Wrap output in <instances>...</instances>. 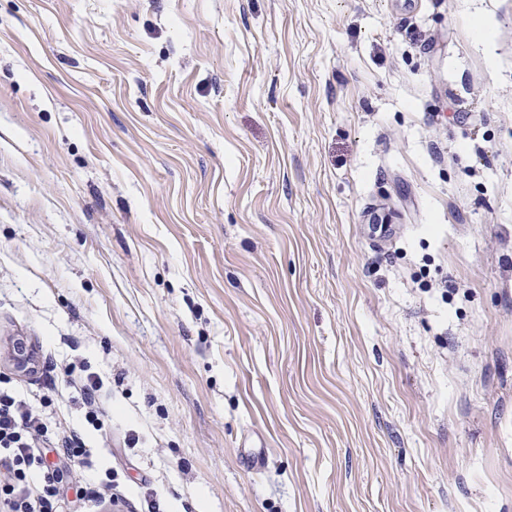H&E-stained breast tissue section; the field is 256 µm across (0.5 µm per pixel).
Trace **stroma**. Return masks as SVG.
I'll return each mask as SVG.
<instances>
[{
    "label": "stroma",
    "mask_w": 512,
    "mask_h": 512,
    "mask_svg": "<svg viewBox=\"0 0 512 512\" xmlns=\"http://www.w3.org/2000/svg\"><path fill=\"white\" fill-rule=\"evenodd\" d=\"M1 388L65 512H512V0H0ZM100 391V384L98 380L92 377H87L81 380L76 387V392L81 396L83 404L87 408L85 415L86 421L94 426H99V410L97 407L98 392ZM62 442V448H57L60 457L70 461L75 459L87 460L90 458V448H86L85 442L74 432L63 436ZM107 480L99 483L87 482L82 487V497L87 506L86 512L99 511L102 500H106L108 492L112 490V471L106 473Z\"/></svg>",
    "instance_id": "obj_1"
}]
</instances>
